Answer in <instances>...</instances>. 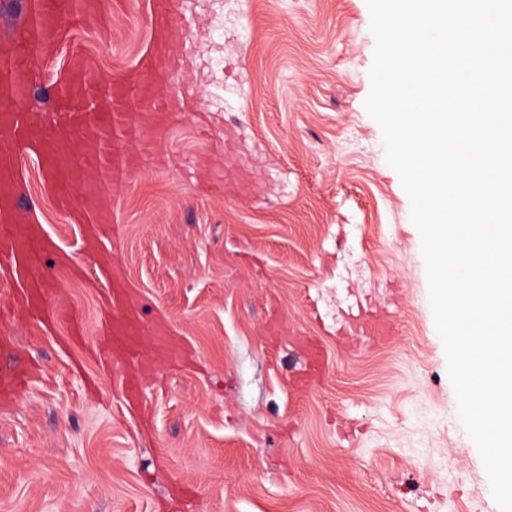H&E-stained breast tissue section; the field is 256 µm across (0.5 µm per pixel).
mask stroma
Here are the masks:
<instances>
[{"label":"stroma","instance_id":"1","mask_svg":"<svg viewBox=\"0 0 512 512\" xmlns=\"http://www.w3.org/2000/svg\"><path fill=\"white\" fill-rule=\"evenodd\" d=\"M150 0H112L42 62L78 52L101 84L145 61L178 102L139 166L100 189L97 255L34 157L18 160L20 223L73 312L45 326L12 309L0 376L37 367L0 402V512H499L458 413L410 199L364 102L375 39L366 0H173L156 53ZM181 355L127 402L130 366L103 362L97 259ZM386 320L363 332L353 307Z\"/></svg>","mask_w":512,"mask_h":512}]
</instances>
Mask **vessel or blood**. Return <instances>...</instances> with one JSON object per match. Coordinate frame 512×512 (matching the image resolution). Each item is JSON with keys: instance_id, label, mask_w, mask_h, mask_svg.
<instances>
[{"instance_id": "obj_1", "label": "vessel or blood", "mask_w": 512, "mask_h": 512, "mask_svg": "<svg viewBox=\"0 0 512 512\" xmlns=\"http://www.w3.org/2000/svg\"><path fill=\"white\" fill-rule=\"evenodd\" d=\"M105 9V0H28L24 18L0 31L8 41L0 50V258L9 261L24 281L19 304L38 313L45 289L56 284L54 276L41 269L51 242L42 228L23 230L13 222L18 158L35 153L55 196L74 219H83L92 213L87 201L94 185L109 174L131 176L137 167L135 157L120 146L121 139L137 133L130 122L133 107L145 105L159 116L172 105L171 98L155 90L158 76L153 63L104 89L94 81L88 60L78 53L54 86L49 122L34 120L29 89L38 63L76 21H88ZM76 136L87 141L84 153L77 158L63 154L62 145ZM112 286L111 345L121 351L123 360L135 361L137 370H145V363L137 359L135 336L141 324L135 307L121 291L120 279H113Z\"/></svg>"}]
</instances>
